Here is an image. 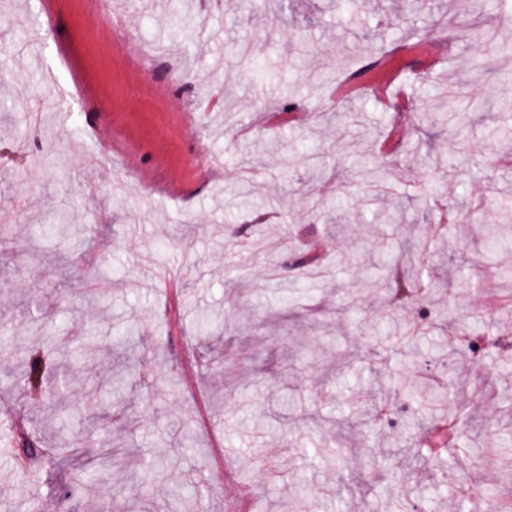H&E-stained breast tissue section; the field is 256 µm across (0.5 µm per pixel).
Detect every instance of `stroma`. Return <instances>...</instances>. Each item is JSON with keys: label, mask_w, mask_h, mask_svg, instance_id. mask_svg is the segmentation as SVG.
<instances>
[{"label": "stroma", "mask_w": 512, "mask_h": 512, "mask_svg": "<svg viewBox=\"0 0 512 512\" xmlns=\"http://www.w3.org/2000/svg\"><path fill=\"white\" fill-rule=\"evenodd\" d=\"M275 2L272 12L265 0H164L128 13L154 51L143 69L139 47L116 41L86 0H56L47 33L38 0H0V424L21 419L34 450L19 465L0 427V512H183L191 495L201 512H293L308 492L321 512H393L400 500L466 512L457 487L492 504L512 496V234L491 244L481 231L512 215V168L497 162L512 152V125L497 121L512 99V0ZM421 40L445 55L401 57L419 111L366 92L333 102L345 76ZM459 84L464 97L442 96ZM461 136L471 152L450 157ZM284 152L296 160L287 171ZM250 156L261 166L246 169ZM482 181L493 186L484 204L472 190ZM407 199L416 208L376 250V210ZM424 202L474 220L445 235ZM58 216L82 229L81 247L44 237ZM409 242L429 247L430 295L398 317L423 334L382 360L371 348L390 341L385 298L391 270L414 273L402 265ZM474 250L485 268L472 282L461 258ZM490 295L501 305L475 321ZM215 312L218 341L201 330ZM445 312L474 338L494 333L496 354L454 341L437 324ZM356 321L369 341L354 339ZM39 329L63 340L53 355L73 379L59 416L80 445L61 459L46 403L21 386ZM129 330L127 403L83 412L113 337ZM86 336L95 349L76 351ZM446 353L455 378L441 388ZM215 358L233 370L232 392ZM409 365L448 409L466 406L461 428L485 425L494 456L459 471L435 454L413 463L406 436L427 443L436 421L402 388ZM460 380L495 396L460 393ZM377 391L383 408L351 420V401ZM187 432L193 449L156 455L160 439ZM106 452L125 465L99 467Z\"/></svg>", "instance_id": "stroma-1"}]
</instances>
